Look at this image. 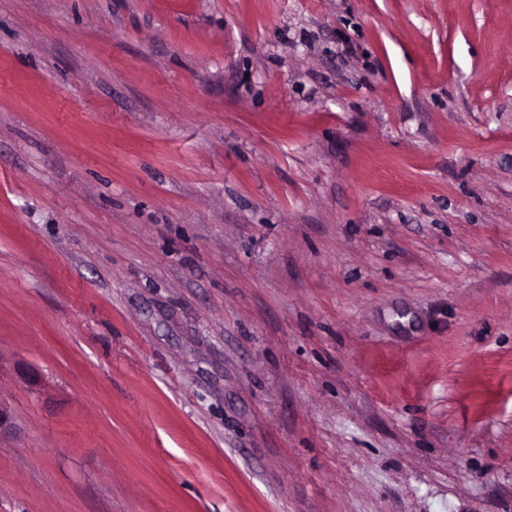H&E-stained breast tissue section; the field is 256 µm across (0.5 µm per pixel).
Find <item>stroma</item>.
I'll use <instances>...</instances> for the list:
<instances>
[{
	"mask_svg": "<svg viewBox=\"0 0 512 512\" xmlns=\"http://www.w3.org/2000/svg\"><path fill=\"white\" fill-rule=\"evenodd\" d=\"M0 403V512H512V0H0Z\"/></svg>",
	"mask_w": 512,
	"mask_h": 512,
	"instance_id": "stroma-1",
	"label": "stroma"
}]
</instances>
